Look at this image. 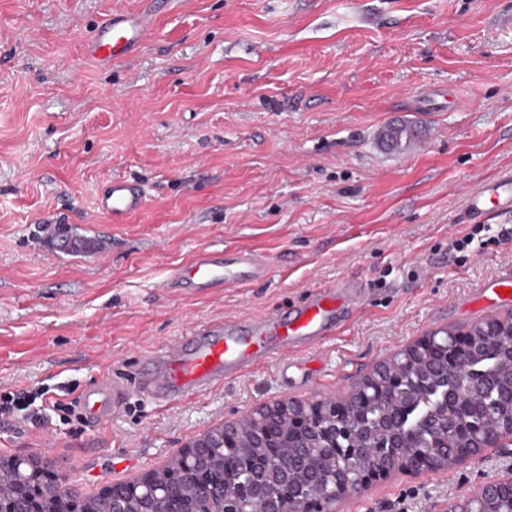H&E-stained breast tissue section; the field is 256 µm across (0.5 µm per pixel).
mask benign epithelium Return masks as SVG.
I'll return each mask as SVG.
<instances>
[{"label":"benign epithelium","mask_w":512,"mask_h":512,"mask_svg":"<svg viewBox=\"0 0 512 512\" xmlns=\"http://www.w3.org/2000/svg\"><path fill=\"white\" fill-rule=\"evenodd\" d=\"M492 355L496 383L509 408L485 404L482 393L452 390L441 412L423 429L431 443L420 446L397 427L417 386L448 381L472 357ZM512 444V314L491 318L465 331H430L378 363L342 397L312 401L277 398L189 441L174 456L186 469L200 470L218 460L219 450L237 449V482L224 472V484L205 501H190L184 512H335L336 503L362 492L395 472L419 475L476 459L486 448ZM19 469L12 496L0 498V512H41L52 487L30 490L42 469L30 455L9 457ZM169 470H150L112 486V512H154L158 494L174 484L158 482ZM448 512H512V472L485 481L473 496L448 503Z\"/></svg>","instance_id":"obj_1"}]
</instances>
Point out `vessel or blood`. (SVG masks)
<instances>
[{
	"mask_svg": "<svg viewBox=\"0 0 512 512\" xmlns=\"http://www.w3.org/2000/svg\"><path fill=\"white\" fill-rule=\"evenodd\" d=\"M148 31L145 15L110 17L86 41L84 53L99 66H109L127 57ZM145 202L141 187L129 180H110L96 196L97 210L115 224L140 212ZM468 207L476 213L512 211V181H501L472 194ZM260 272V255L253 250L241 248L229 254L203 250L177 268L172 285L207 294L217 288L247 285ZM352 304V298L343 291L319 288L291 318L275 311L243 322H209L175 345L144 356L148 374H136L131 380H103L82 393L80 400L85 410L104 421L121 408L126 394L136 387L166 403L210 391L285 356L293 348L325 339L342 309Z\"/></svg>",
	"mask_w": 512,
	"mask_h": 512,
	"instance_id": "b4317fda",
	"label": "vessel or blood"
}]
</instances>
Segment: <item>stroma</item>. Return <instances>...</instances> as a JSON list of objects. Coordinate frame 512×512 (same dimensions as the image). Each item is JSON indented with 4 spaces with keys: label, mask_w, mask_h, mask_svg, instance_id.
Returning <instances> with one entry per match:
<instances>
[{
    "label": "stroma",
    "mask_w": 512,
    "mask_h": 512,
    "mask_svg": "<svg viewBox=\"0 0 512 512\" xmlns=\"http://www.w3.org/2000/svg\"><path fill=\"white\" fill-rule=\"evenodd\" d=\"M147 9L133 55L86 59L97 23ZM394 122L415 134L391 149ZM507 177L512 0H0V391L67 402L205 321L363 291L333 336L210 392H134L105 422L0 419V457L35 456L97 496L274 397L343 394L429 330L512 312V297L490 312L478 298L512 272V211L467 207ZM113 178L147 196L121 224L95 207ZM61 224L108 253L55 251L46 229ZM243 247L266 254L267 277L167 287L197 251ZM510 465L488 448L341 510L444 512Z\"/></svg>",
    "instance_id": "stroma-1"
}]
</instances>
